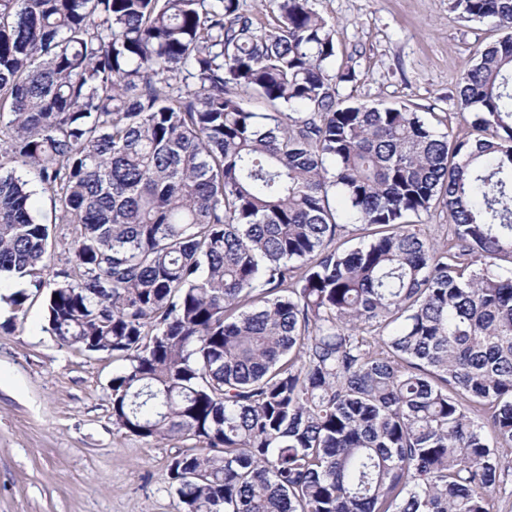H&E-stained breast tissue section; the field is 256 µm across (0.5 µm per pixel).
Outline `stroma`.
Instances as JSON below:
<instances>
[{
  "label": "stroma",
  "mask_w": 512,
  "mask_h": 512,
  "mask_svg": "<svg viewBox=\"0 0 512 512\" xmlns=\"http://www.w3.org/2000/svg\"><path fill=\"white\" fill-rule=\"evenodd\" d=\"M339 32L338 62L357 78L340 98L407 102L438 132L469 136L457 80L500 30L467 21L448 0H315ZM27 291L24 313L0 312V512H177L166 465L177 440L156 441L112 424L119 363L61 346L45 329V292Z\"/></svg>",
  "instance_id": "35a3bbf8"
}]
</instances>
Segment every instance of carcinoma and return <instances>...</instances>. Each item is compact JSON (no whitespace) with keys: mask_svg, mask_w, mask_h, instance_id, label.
I'll list each match as a JSON object with an SVG mask.
<instances>
[{"mask_svg":"<svg viewBox=\"0 0 512 512\" xmlns=\"http://www.w3.org/2000/svg\"><path fill=\"white\" fill-rule=\"evenodd\" d=\"M0 0V274L127 362L112 422L194 440L179 512H491L512 450V36L457 107L336 97L313 0ZM512 29V0H451ZM262 100L269 111L251 112ZM34 175L67 266L34 216ZM376 227L346 250L330 203ZM442 207L436 239L410 220ZM30 189L34 193L35 198V213L38 219L46 224H53L54 235L57 242L55 250V265H51L50 270L44 273V278L50 280L53 274L65 267V255L63 254V248L67 240L72 237V226L66 224H54V204L48 194L42 192L40 185L37 182H32ZM58 256V257H57Z\"/></svg>","mask_w":512,"mask_h":512,"instance_id":"carcinoma-1","label":"carcinoma"}]
</instances>
